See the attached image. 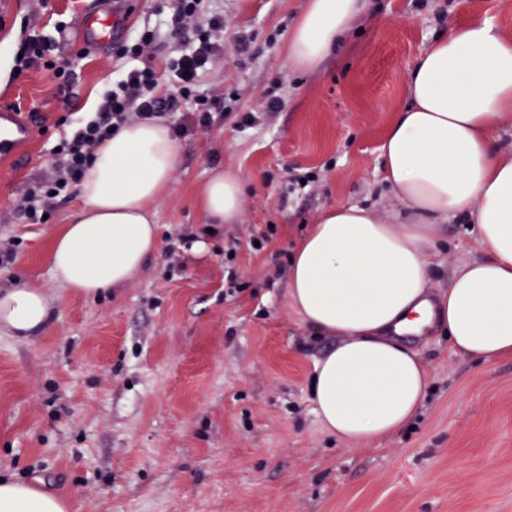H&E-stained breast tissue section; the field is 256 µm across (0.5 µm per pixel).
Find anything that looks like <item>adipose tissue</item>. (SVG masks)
<instances>
[{"label":"adipose tissue","mask_w":512,"mask_h":512,"mask_svg":"<svg viewBox=\"0 0 512 512\" xmlns=\"http://www.w3.org/2000/svg\"><path fill=\"white\" fill-rule=\"evenodd\" d=\"M365 0H306L288 35L293 69L314 72ZM512 119V38L489 21L455 26L415 62L407 103L387 127L379 172L398 209L388 216L339 203L298 239L288 300L307 326L339 342L314 365L311 395L321 426L356 446L400 430L424 403L429 372L406 343L444 331L455 353L512 356V155L494 131ZM179 162L169 127L140 121L104 142L81 184L83 204L51 242L58 281L88 295L118 289L159 246L157 202ZM243 182L216 172L196 199L208 224L239 223ZM474 226L485 257L428 291L429 261L449 219ZM50 315L40 289L0 286V331L30 336ZM43 480L0 476V512H70Z\"/></svg>","instance_id":"1"}]
</instances>
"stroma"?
I'll return each mask as SVG.
<instances>
[{
  "mask_svg": "<svg viewBox=\"0 0 512 512\" xmlns=\"http://www.w3.org/2000/svg\"><path fill=\"white\" fill-rule=\"evenodd\" d=\"M304 4L206 0L224 16V54L198 91L225 108L177 142L156 254L125 287L90 297L61 287L48 259L79 187L40 224L24 223L15 203L49 172L67 131L60 117L95 111L122 73L79 17L116 11L121 40L149 29L171 49V13L163 0H0V113L32 128L22 157L0 166V244L14 251L0 285L51 300L37 335L0 332V471L43 478L71 512H512V358L481 362L455 355L447 337L416 339L430 370L419 414L393 437L340 445L310 399L314 362L338 339L291 308L287 275L296 239L326 208L389 213L380 138L412 66L434 36L472 20L512 36V0H368L314 72L285 61ZM35 35L59 39L71 86L42 68L16 73L14 55ZM247 112L254 124H243ZM220 167L243 178L237 224L205 223L195 206ZM441 254L435 290L482 256L455 219Z\"/></svg>",
  "mask_w": 512,
  "mask_h": 512,
  "instance_id": "obj_1",
  "label": "stroma"
}]
</instances>
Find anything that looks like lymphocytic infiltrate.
<instances>
[{"label":"lymphocytic infiltrate","instance_id":"1","mask_svg":"<svg viewBox=\"0 0 512 512\" xmlns=\"http://www.w3.org/2000/svg\"><path fill=\"white\" fill-rule=\"evenodd\" d=\"M201 2L169 0L180 40L190 46L189 51L166 63L173 92L163 91L157 75L155 33L143 32L131 44H113V56L133 58L136 64L126 69L122 79L104 94L93 115L75 121L70 135L59 145L50 175L30 188L18 204V212L28 223H41L44 215L50 214L56 198L84 178L98 147L123 125L162 118L175 111L183 98L193 100L195 105L191 123L202 128L209 125L218 100L197 94L195 87L200 74L221 50L224 17L213 13L200 19Z\"/></svg>","mask_w":512,"mask_h":512}]
</instances>
